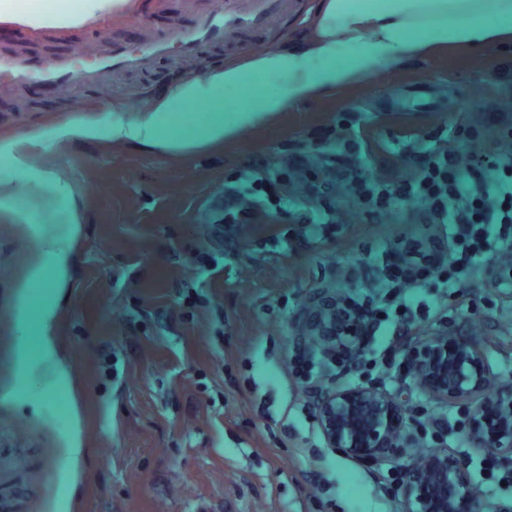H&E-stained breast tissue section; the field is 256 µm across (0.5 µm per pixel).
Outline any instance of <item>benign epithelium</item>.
Here are the masks:
<instances>
[{
  "instance_id": "benign-epithelium-1",
  "label": "benign epithelium",
  "mask_w": 512,
  "mask_h": 512,
  "mask_svg": "<svg viewBox=\"0 0 512 512\" xmlns=\"http://www.w3.org/2000/svg\"><path fill=\"white\" fill-rule=\"evenodd\" d=\"M367 325L339 294L314 293L300 320V339L318 345L324 358L354 355ZM399 351L418 387L439 403H469L467 434L485 454L512 460V385L495 386L483 349L443 330L406 338ZM317 420L327 447L378 463L414 447L402 400L373 386L313 390ZM405 512H485L465 470L446 448L421 453L405 474Z\"/></svg>"
}]
</instances>
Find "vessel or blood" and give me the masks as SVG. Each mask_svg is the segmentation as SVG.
I'll use <instances>...</instances> for the list:
<instances>
[{
  "instance_id": "vessel-or-blood-1",
  "label": "vessel or blood",
  "mask_w": 512,
  "mask_h": 512,
  "mask_svg": "<svg viewBox=\"0 0 512 512\" xmlns=\"http://www.w3.org/2000/svg\"><path fill=\"white\" fill-rule=\"evenodd\" d=\"M291 10L290 0H224L223 7L198 11L190 20L171 25L167 34L145 41L138 51H130L124 40L112 39L107 53L89 68L75 66L72 51L48 62L1 53L0 81L34 83L53 92L77 84H98L112 70L143 68L173 49L194 57L207 44L234 35L266 33L274 21L287 19Z\"/></svg>"
}]
</instances>
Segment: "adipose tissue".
<instances>
[{"label": "adipose tissue", "mask_w": 512, "mask_h": 512, "mask_svg": "<svg viewBox=\"0 0 512 512\" xmlns=\"http://www.w3.org/2000/svg\"><path fill=\"white\" fill-rule=\"evenodd\" d=\"M127 0H82L79 10H44L21 0H0V19L30 26L73 27L123 8ZM512 43V0H320L311 36L287 48H273L245 63L185 78L155 98L151 109L114 113L113 143L170 157L213 145L237 144L249 131L283 112L326 95L344 92L379 68L393 70L445 48H487ZM236 89L225 99L217 89ZM166 122H159V114ZM62 210L65 233L40 223L37 234L52 273L53 290L38 309L20 307L16 321L36 344L17 346V376L26 380L33 357L58 360L50 333L58 292L65 288L70 244L80 232L71 186L52 170L42 174Z\"/></svg>", "instance_id": "obj_1"}]
</instances>
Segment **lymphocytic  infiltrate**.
Here are the masks:
<instances>
[{"label": "lymphocytic infiltrate", "instance_id": "f902f5d3", "mask_svg": "<svg viewBox=\"0 0 512 512\" xmlns=\"http://www.w3.org/2000/svg\"><path fill=\"white\" fill-rule=\"evenodd\" d=\"M489 127L490 134L469 136V151L433 147L405 176L353 180L354 200L368 218L401 215L415 203L424 209V223L458 227L453 241L457 258L449 266L414 242L399 262L383 270L381 296L394 303L401 321L412 317L401 301L405 289L427 288L456 273H475L476 260L491 247L487 225H500L501 242L512 246V126L493 118Z\"/></svg>", "mask_w": 512, "mask_h": 512}]
</instances>
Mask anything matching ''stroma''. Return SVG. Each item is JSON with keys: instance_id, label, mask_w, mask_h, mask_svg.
Here are the masks:
<instances>
[{"instance_id": "stroma-1", "label": "stroma", "mask_w": 512, "mask_h": 512, "mask_svg": "<svg viewBox=\"0 0 512 512\" xmlns=\"http://www.w3.org/2000/svg\"><path fill=\"white\" fill-rule=\"evenodd\" d=\"M212 2L130 0L76 27L0 20V49L48 61L79 47L88 66L106 39L139 47ZM297 2L283 35L196 57L173 52L63 96L30 85L0 91V145L40 137L24 174L0 161V179L17 186L14 209H0V512H403L393 477L428 448L455 454L487 512L512 502V483L492 477L467 441L470 406L438 403L413 384L394 326L383 324L353 359L317 363L311 377L288 369L313 293L363 300L408 239L448 242L447 224L365 222L351 181L406 173L432 145L464 148L454 118L512 117V95L502 93L512 45L380 71L235 145L182 158L108 137L113 109L149 108L159 91L214 64L306 40L319 0ZM342 120L365 125L366 140L334 149ZM79 125L98 138L67 136ZM47 168L69 182L82 219L52 327L69 362L65 389L54 388L50 364L23 382L16 370L15 311L41 295L33 273L44 265L33 224L16 212L46 203ZM229 189L248 222L225 223ZM434 291L448 293L447 310L408 331L477 341L496 383H512V253L489 255L473 277ZM368 385L401 393L417 441L379 465L327 447L310 393Z\"/></svg>"}]
</instances>
